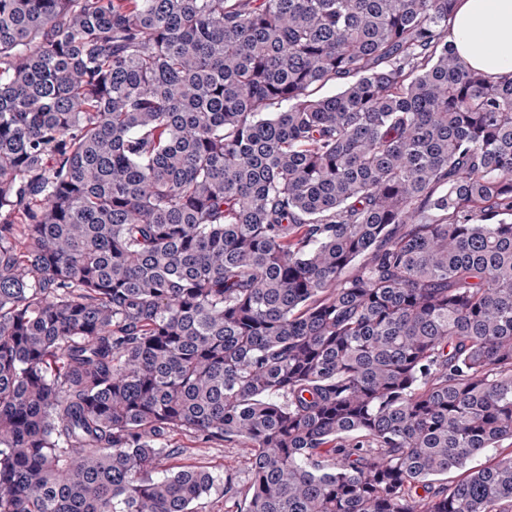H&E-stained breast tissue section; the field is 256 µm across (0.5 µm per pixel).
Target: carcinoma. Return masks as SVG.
<instances>
[{
  "label": "carcinoma",
  "mask_w": 512,
  "mask_h": 512,
  "mask_svg": "<svg viewBox=\"0 0 512 512\" xmlns=\"http://www.w3.org/2000/svg\"><path fill=\"white\" fill-rule=\"evenodd\" d=\"M454 3L0 0V512H512V74ZM174 454L161 463V469L175 466H204L216 473H231L244 493L249 484V464L237 442L216 440L202 442L190 433L175 431L169 438Z\"/></svg>",
  "instance_id": "cac0c4a2"
}]
</instances>
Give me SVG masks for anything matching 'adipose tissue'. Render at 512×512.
<instances>
[{
	"label": "adipose tissue",
	"instance_id": "1",
	"mask_svg": "<svg viewBox=\"0 0 512 512\" xmlns=\"http://www.w3.org/2000/svg\"><path fill=\"white\" fill-rule=\"evenodd\" d=\"M448 41L471 68L512 73V0H456Z\"/></svg>",
	"mask_w": 512,
	"mask_h": 512
}]
</instances>
